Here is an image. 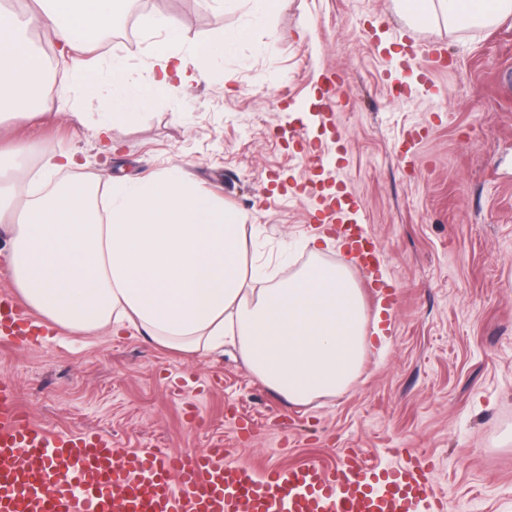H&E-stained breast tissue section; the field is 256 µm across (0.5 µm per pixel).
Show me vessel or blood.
Returning <instances> with one entry per match:
<instances>
[{"label":"vessel or blood","instance_id":"obj_1","mask_svg":"<svg viewBox=\"0 0 512 512\" xmlns=\"http://www.w3.org/2000/svg\"><path fill=\"white\" fill-rule=\"evenodd\" d=\"M310 201L325 224L342 226V247L366 287L382 288L376 245L343 179ZM43 333L12 297H0V334L26 343ZM425 457L370 463L351 450L333 464L230 460L226 448L163 453L126 448L97 432L58 433L32 421L12 385L0 382V512H445Z\"/></svg>","mask_w":512,"mask_h":512}]
</instances>
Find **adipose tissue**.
Listing matches in <instances>:
<instances>
[{
    "label": "adipose tissue",
    "mask_w": 512,
    "mask_h": 512,
    "mask_svg": "<svg viewBox=\"0 0 512 512\" xmlns=\"http://www.w3.org/2000/svg\"><path fill=\"white\" fill-rule=\"evenodd\" d=\"M405 19L438 25L468 18L488 23L512 14V0L464 13L460 0H398ZM116 0H40L39 24L61 54L96 42L112 25ZM159 33L144 83L113 63L110 100L94 134L112 148L114 127L134 122L159 96L207 78L222 48L180 47L177 21L147 16ZM30 21L0 11V111L26 117L42 88L46 59ZM245 213L199 191L180 166L125 181L109 176L55 183L21 194L0 181V229L10 236L7 268L27 304L58 328L85 335L135 330L165 348L220 355L232 345L252 374L288 402L334 397L355 381L372 342L367 312L351 271L311 259L288 278L253 284L245 262Z\"/></svg>",
    "instance_id": "1"
}]
</instances>
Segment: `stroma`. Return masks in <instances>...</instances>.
I'll return each instance as SVG.
<instances>
[{"label":"stroma","mask_w":512,"mask_h":512,"mask_svg":"<svg viewBox=\"0 0 512 512\" xmlns=\"http://www.w3.org/2000/svg\"><path fill=\"white\" fill-rule=\"evenodd\" d=\"M183 49L248 29L209 78L114 128L106 153L74 115L101 82L59 92L71 57L53 54L38 114L0 122V172L37 187L35 148L76 151L139 177L176 164L201 189L261 225L247 260L285 276L310 258L312 210L299 188L317 148L342 140V178L383 251L398 291L381 313L389 345L370 349L342 394L293 405L238 352L186 356L135 331L74 336L59 329L24 344L0 338V380L27 415L54 431H95L128 448L192 452L223 442L272 465L350 449L374 463L404 448L433 463L446 512H512V16L478 26L421 27L396 0H286L260 23L249 6L155 0ZM116 21L85 63L113 61L149 81L156 37ZM342 79L336 126L324 124L323 81Z\"/></svg>","instance_id":"35a3bbf8"}]
</instances>
